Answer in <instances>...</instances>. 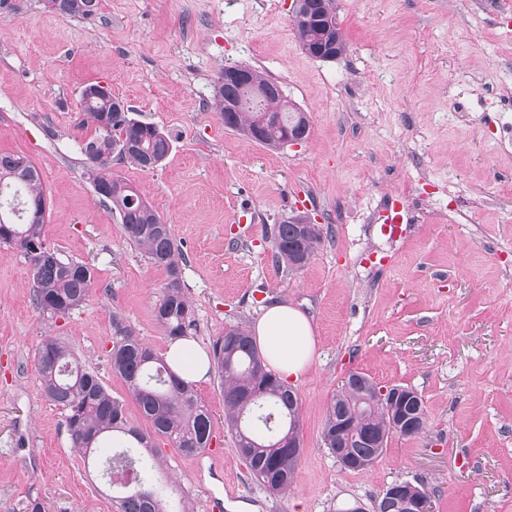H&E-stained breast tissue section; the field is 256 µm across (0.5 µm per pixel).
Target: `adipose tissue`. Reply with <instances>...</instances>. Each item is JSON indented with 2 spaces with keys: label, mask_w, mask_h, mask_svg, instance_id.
<instances>
[{
  "label": "adipose tissue",
  "mask_w": 512,
  "mask_h": 512,
  "mask_svg": "<svg viewBox=\"0 0 512 512\" xmlns=\"http://www.w3.org/2000/svg\"><path fill=\"white\" fill-rule=\"evenodd\" d=\"M254 332L262 355L282 380H299L314 353L313 330L305 315L291 305L277 304L263 312ZM165 356L189 383L207 380L209 355L197 341L189 338L173 341Z\"/></svg>",
  "instance_id": "1"
}]
</instances>
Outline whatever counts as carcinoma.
Masks as SVG:
<instances>
[{
    "mask_svg": "<svg viewBox=\"0 0 512 512\" xmlns=\"http://www.w3.org/2000/svg\"><path fill=\"white\" fill-rule=\"evenodd\" d=\"M334 0H303L294 15L298 44L309 56L329 47L332 58L347 51L345 36L336 20ZM99 0H60L52 12L85 18L97 12ZM251 86L224 82L214 85V103L224 125L246 139L277 148L288 136L308 134L305 112L288 101L278 84L250 69ZM82 111L94 125V136L83 147L89 177L95 189L105 188L112 210L118 213L125 234L154 267L166 276L164 291L154 307L156 323L171 340L188 335L194 310L185 292L182 266L186 259L170 225L127 182L111 172L117 140L129 145L126 159L143 171L158 167L171 151L167 134L157 126L136 120L123 101L107 90L92 100L81 99ZM22 193L9 196L18 216L13 224L0 223V244L23 249L32 267L33 300L38 309L64 316L79 307L93 286L87 265L55 257L42 262L30 254L44 247L46 212L32 207L46 200L41 175L30 163L20 165L13 155H0V194L3 186ZM321 225L309 217H290L274 227L277 262L296 271L308 264L323 243ZM211 367L224 394V424L234 433V452L253 477L273 493L290 490L300 459L299 396L268 368L242 326H233L212 343ZM112 370L125 382L149 430L127 418L125 401L112 396L98 377L85 368L70 346L47 337L38 351V373L44 395L65 410L73 448L82 457H101L103 476L119 492L117 512H187L183 489L162 484L157 472L162 463L150 451L156 438L168 441L184 456L209 447L213 420L193 384L175 373L168 361L127 329L112 348ZM381 387L368 377L341 389L332 397L322 426V439L330 453L341 454L352 471H367L388 446L389 439L404 435L393 424L409 418L424 430L426 413L421 398L408 387L397 399L381 398ZM121 472L134 479L127 488L115 478Z\"/></svg>",
    "mask_w": 512,
    "mask_h": 512,
    "instance_id": "obj_1",
    "label": "carcinoma"
}]
</instances>
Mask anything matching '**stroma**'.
<instances>
[{"label": "stroma", "instance_id": "obj_1", "mask_svg": "<svg viewBox=\"0 0 512 512\" xmlns=\"http://www.w3.org/2000/svg\"><path fill=\"white\" fill-rule=\"evenodd\" d=\"M499 0H335L341 58L306 55L291 0H100L86 18L44 0H0V154L40 172L47 248L90 265L94 284L62 317L38 310L27 256L0 245V512H116L93 464L74 450L61 407L43 394L38 350L60 337L143 426L112 370L118 327L164 353L153 308L165 275L130 243L87 174L93 135L79 96L106 85L134 118L172 139L146 172L113 159L182 249L192 335L212 344L288 303L309 319L312 362L293 382L303 453L291 491L270 493L233 450L217 375L195 390L211 412L215 458L157 439L190 512H340L408 481L431 512H512V14ZM274 79L310 120L300 144L272 149L225 127L213 85L224 66ZM324 229L305 268L274 258L275 224L295 196ZM406 230L380 232L381 206ZM421 396L423 433L392 437L368 471L341 467L322 424L346 373Z\"/></svg>", "mask_w": 512, "mask_h": 512}]
</instances>
